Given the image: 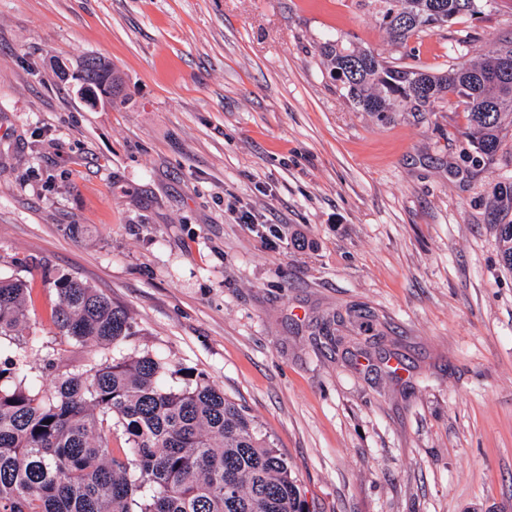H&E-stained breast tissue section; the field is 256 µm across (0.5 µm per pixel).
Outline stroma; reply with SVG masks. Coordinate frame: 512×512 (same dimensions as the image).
Wrapping results in <instances>:
<instances>
[{
    "label": "stroma",
    "mask_w": 512,
    "mask_h": 512,
    "mask_svg": "<svg viewBox=\"0 0 512 512\" xmlns=\"http://www.w3.org/2000/svg\"><path fill=\"white\" fill-rule=\"evenodd\" d=\"M382 0H0V276L36 335L74 275L150 351L244 406L310 512H512V271L466 107L379 120L332 81L328 39L428 71L512 38V0L393 44ZM95 55L125 99L86 100ZM250 211L264 224L236 221ZM341 314L331 345L326 319Z\"/></svg>",
    "instance_id": "obj_1"
}]
</instances>
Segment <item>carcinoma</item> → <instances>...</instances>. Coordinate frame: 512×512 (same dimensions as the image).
I'll use <instances>...</instances> for the list:
<instances>
[{"mask_svg":"<svg viewBox=\"0 0 512 512\" xmlns=\"http://www.w3.org/2000/svg\"><path fill=\"white\" fill-rule=\"evenodd\" d=\"M391 39L407 45L481 0H382ZM319 55L345 96L383 120L392 112H440L450 96L465 103L463 161L489 165L512 127V41L492 45L477 62L430 73L383 60L335 40ZM90 99L118 97L122 78L100 58L79 64ZM488 211L503 264L512 270V182L495 187ZM58 334L92 348L75 371L24 336L31 288L0 277V340L15 345L0 360V512H310L288 460L246 410L201 374L183 386L162 381L152 355L120 360L112 349L135 335L128 312L80 278L53 281ZM52 385L42 384L44 374ZM122 429L125 447L112 448Z\"/></svg>","mask_w":512,"mask_h":512,"instance_id":"carcinoma-1","label":"carcinoma"}]
</instances>
